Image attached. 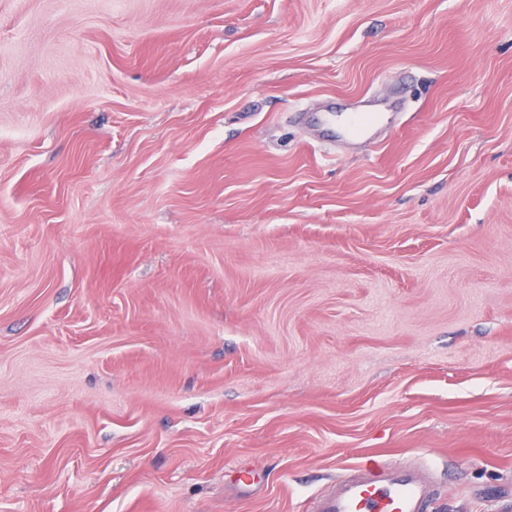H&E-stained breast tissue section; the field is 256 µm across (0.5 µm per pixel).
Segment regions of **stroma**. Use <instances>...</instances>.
I'll list each match as a JSON object with an SVG mask.
<instances>
[{"mask_svg":"<svg viewBox=\"0 0 512 512\" xmlns=\"http://www.w3.org/2000/svg\"><path fill=\"white\" fill-rule=\"evenodd\" d=\"M375 456L512 504V0H0V512Z\"/></svg>","mask_w":512,"mask_h":512,"instance_id":"stroma-1","label":"stroma"}]
</instances>
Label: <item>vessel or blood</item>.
Instances as JSON below:
<instances>
[{
  "mask_svg": "<svg viewBox=\"0 0 512 512\" xmlns=\"http://www.w3.org/2000/svg\"><path fill=\"white\" fill-rule=\"evenodd\" d=\"M436 494L429 468L372 459L348 468L312 512H430Z\"/></svg>",
  "mask_w": 512,
  "mask_h": 512,
  "instance_id": "obj_1",
  "label": "vessel or blood"
}]
</instances>
